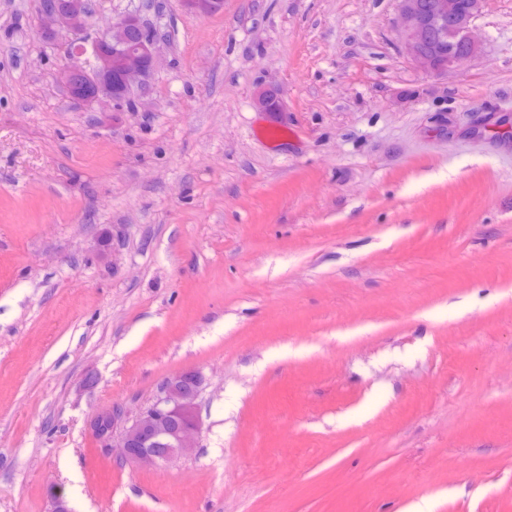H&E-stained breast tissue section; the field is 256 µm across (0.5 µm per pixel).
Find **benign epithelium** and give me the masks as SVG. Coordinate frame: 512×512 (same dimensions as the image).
Returning a JSON list of instances; mask_svg holds the SVG:
<instances>
[{
    "mask_svg": "<svg viewBox=\"0 0 512 512\" xmlns=\"http://www.w3.org/2000/svg\"><path fill=\"white\" fill-rule=\"evenodd\" d=\"M201 17L224 10V0H181ZM484 0H399L398 30L410 61L425 73L455 70L476 55L474 21ZM47 23L42 35L68 38L71 63L59 80L75 104L103 98L116 103L128 98L138 79L155 67L157 41L147 34L139 15L129 13L104 34L87 37L86 0H45ZM202 377L193 371L163 381L153 402L131 422L118 406L96 414L90 427L105 450L119 449L121 459L139 469H157L192 452L201 429L198 397Z\"/></svg>",
    "mask_w": 512,
    "mask_h": 512,
    "instance_id": "1",
    "label": "benign epithelium"
}]
</instances>
